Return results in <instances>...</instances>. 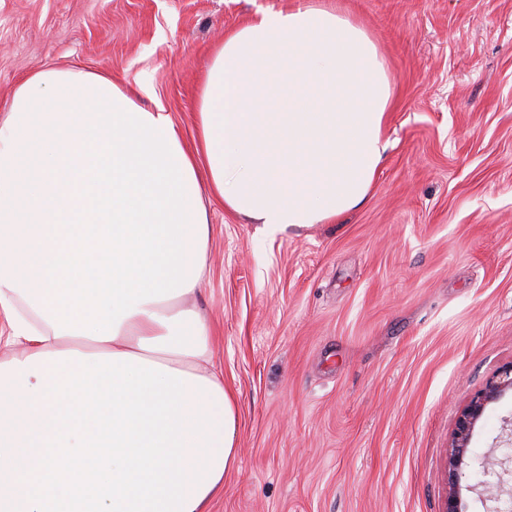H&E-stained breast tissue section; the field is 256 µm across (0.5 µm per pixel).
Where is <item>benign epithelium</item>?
<instances>
[{"label": "benign epithelium", "mask_w": 512, "mask_h": 512, "mask_svg": "<svg viewBox=\"0 0 512 512\" xmlns=\"http://www.w3.org/2000/svg\"><path fill=\"white\" fill-rule=\"evenodd\" d=\"M512 390V365L494 375L483 390L478 392L470 404L457 418L448 455V497L443 512H461L459 508V480L464 470L471 466L469 462V444L474 427L482 416L486 404L498 398L503 392ZM509 458L497 459L487 456L484 466L491 470L496 480L483 483L484 491L490 500H498L505 483V476L512 475V469L506 467Z\"/></svg>", "instance_id": "obj_1"}]
</instances>
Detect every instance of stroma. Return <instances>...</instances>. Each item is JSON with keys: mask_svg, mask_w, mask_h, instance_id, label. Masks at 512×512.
Wrapping results in <instances>:
<instances>
[{"mask_svg": "<svg viewBox=\"0 0 512 512\" xmlns=\"http://www.w3.org/2000/svg\"><path fill=\"white\" fill-rule=\"evenodd\" d=\"M290 0H0V114L42 68L107 72L195 143L208 50ZM377 42L389 148L366 201L275 234L206 199L191 304L238 405L210 512H442L460 411L512 364V0H337ZM512 392L471 454L504 457Z\"/></svg>", "mask_w": 512, "mask_h": 512, "instance_id": "stroma-1", "label": "stroma"}]
</instances>
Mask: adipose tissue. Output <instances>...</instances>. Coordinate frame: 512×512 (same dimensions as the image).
<instances>
[{
	"label": "adipose tissue",
	"instance_id": "1",
	"mask_svg": "<svg viewBox=\"0 0 512 512\" xmlns=\"http://www.w3.org/2000/svg\"><path fill=\"white\" fill-rule=\"evenodd\" d=\"M194 150L169 113L144 109L107 73L40 70L0 117V470L46 454V355L128 353L184 372L182 416L228 431L219 478L184 487L209 512L237 462V405L209 370L211 328L183 299L199 290L210 237L203 194L273 234L330 224L367 199L389 146L391 87L365 28L335 7L260 8L209 51ZM36 148L22 164V144Z\"/></svg>",
	"mask_w": 512,
	"mask_h": 512
}]
</instances>
